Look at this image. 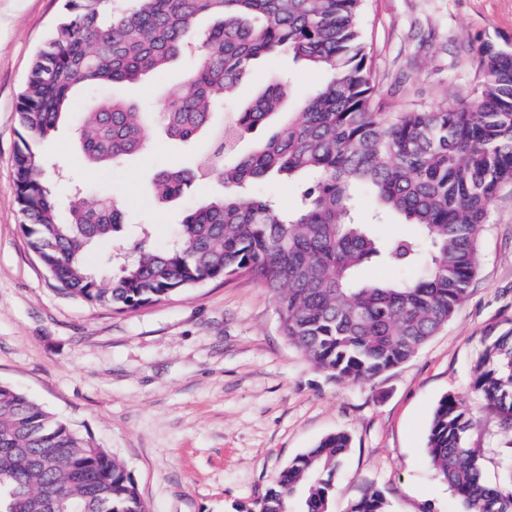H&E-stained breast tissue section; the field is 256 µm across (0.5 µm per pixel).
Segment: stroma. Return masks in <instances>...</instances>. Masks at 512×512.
<instances>
[{
    "label": "stroma",
    "mask_w": 512,
    "mask_h": 512,
    "mask_svg": "<svg viewBox=\"0 0 512 512\" xmlns=\"http://www.w3.org/2000/svg\"><path fill=\"white\" fill-rule=\"evenodd\" d=\"M62 12L63 0H0V382L111 451L148 512H247L289 462L336 431L351 447L330 512H349L374 490L389 512H463L429 462L427 437L436 404L452 394L479 420L472 441L500 444L471 380L490 338L512 328V183L501 186L481 226L465 301L413 357L371 381L335 379L310 364L283 336L275 300L246 274L132 311L87 304L58 290L37 261L14 197L18 97ZM363 27L385 112L434 108L471 95L483 42L512 47V0H365ZM193 65L179 60L111 93L151 111ZM288 69L297 98L326 79L273 55L256 63L225 112ZM77 120L69 115L42 150L88 201L106 191L123 199L127 222L115 246L167 244L187 211L214 193L213 182H198L162 205L149 191L154 173L187 163L206 138L187 148L156 137L107 172L79 160Z\"/></svg>",
    "instance_id": "stroma-1"
}]
</instances>
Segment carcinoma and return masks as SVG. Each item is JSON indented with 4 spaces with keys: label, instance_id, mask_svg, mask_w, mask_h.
<instances>
[{
    "label": "carcinoma",
    "instance_id": "cac0c4a2",
    "mask_svg": "<svg viewBox=\"0 0 512 512\" xmlns=\"http://www.w3.org/2000/svg\"><path fill=\"white\" fill-rule=\"evenodd\" d=\"M364 0H66V12L38 50L19 96L20 144L14 195L20 230L56 287L118 311L166 300L200 284L248 274L276 300L283 336L316 368L371 380L417 353L448 324L467 296L478 263V235L499 186L512 181V50L479 48V82L454 105L400 112L386 120L376 102L372 59L363 40ZM216 19L198 37V17ZM200 63L168 87L156 112L172 140L203 131L210 146L193 167L162 170L154 200L166 204L192 182L212 180L217 196L187 212L162 248L141 245L104 254L102 274L90 249L112 241L125 222L122 201L90 205L60 199L43 176L37 142L54 134L83 87L136 85L182 55ZM281 53L328 75L296 100L269 138L251 152L242 139L279 116L292 95L280 75L225 123L213 117L236 97L257 60ZM152 127L127 103L103 98L80 110L84 163L112 169L147 148ZM297 184L296 208L256 194L270 177ZM365 188L379 218L413 226L384 240L356 218ZM368 263L400 266L414 277L362 282ZM473 393L510 435L496 448L489 482L486 449L470 435L477 422L455 396L436 405L427 439L430 463L464 512H512V328L479 357ZM350 437L336 432L296 456L255 512H330L336 470ZM0 512H146L135 483L104 448L24 392L0 383ZM351 512H389L374 490Z\"/></svg>",
    "mask_w": 512,
    "mask_h": 512
}]
</instances>
